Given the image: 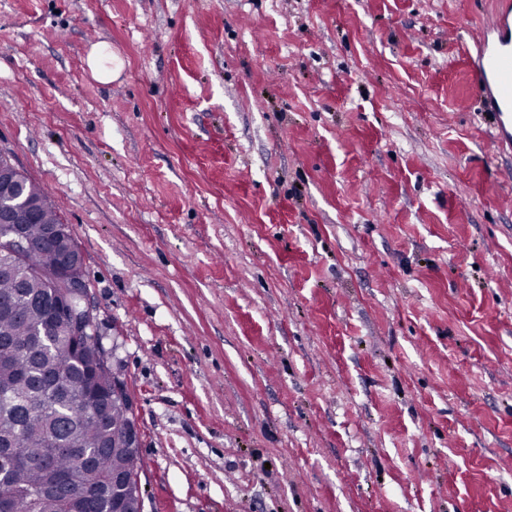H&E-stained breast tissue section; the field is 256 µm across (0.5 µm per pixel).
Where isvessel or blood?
Segmentation results:
<instances>
[{"label": "vessel or blood", "instance_id": "obj_1", "mask_svg": "<svg viewBox=\"0 0 512 512\" xmlns=\"http://www.w3.org/2000/svg\"><path fill=\"white\" fill-rule=\"evenodd\" d=\"M471 58L475 93L492 113V140L499 152L512 153V0H494L488 22L474 39Z\"/></svg>", "mask_w": 512, "mask_h": 512}]
</instances>
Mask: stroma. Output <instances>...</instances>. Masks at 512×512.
I'll return each mask as SVG.
<instances>
[{"instance_id":"obj_1","label":"stroma","mask_w":512,"mask_h":512,"mask_svg":"<svg viewBox=\"0 0 512 512\" xmlns=\"http://www.w3.org/2000/svg\"><path fill=\"white\" fill-rule=\"evenodd\" d=\"M491 8L0 0V154L80 247L143 512H512ZM87 65L94 80L109 83L119 77L123 61L114 53L107 42H99L91 47Z\"/></svg>"}]
</instances>
